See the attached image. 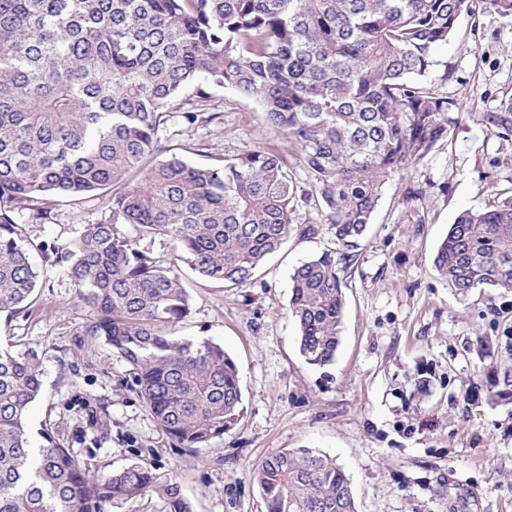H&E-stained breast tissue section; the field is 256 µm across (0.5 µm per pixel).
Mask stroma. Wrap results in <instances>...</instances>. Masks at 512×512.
I'll use <instances>...</instances> for the list:
<instances>
[{"label": "stroma", "mask_w": 512, "mask_h": 512, "mask_svg": "<svg viewBox=\"0 0 512 512\" xmlns=\"http://www.w3.org/2000/svg\"><path fill=\"white\" fill-rule=\"evenodd\" d=\"M427 81L453 104L447 142L382 194L365 237L349 250L341 344L317 368L299 353L288 314L300 261L337 242L290 235L256 279L226 288L174 259L167 238L141 239L158 265L175 268L192 298L172 336L223 345L235 361L243 410L235 427L199 453H181L132 389L127 364L83 333L88 310L61 269L40 270L34 303L0 320V345L35 350L42 391L28 413L81 459L109 469L138 462L180 484L194 512H265L251 470L266 456L308 448L351 481L357 512H512V293L459 295L434 269L458 214L512 197V134L486 115L512 99V19L471 0ZM219 119L184 129L173 118L162 145L197 165L261 147L293 158L257 102L212 93ZM107 194L60 199L51 221L30 224L32 243L63 240L111 219Z\"/></svg>", "instance_id": "1"}]
</instances>
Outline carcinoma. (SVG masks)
I'll return each instance as SVG.
<instances>
[{
  "mask_svg": "<svg viewBox=\"0 0 512 512\" xmlns=\"http://www.w3.org/2000/svg\"><path fill=\"white\" fill-rule=\"evenodd\" d=\"M470 0H0V314L30 307L38 271L17 214L44 223L57 199L110 189L112 218L38 244L91 312L85 334L130 367L137 394L175 448H208L242 411L224 348L169 336L191 298L175 270L136 239L168 238L201 277L252 282L292 232L302 195L263 148L201 166L168 153L170 115L210 123L212 89L257 100L291 138L318 197L319 224L358 246L383 190L448 139L458 117L425 78ZM512 132V100L486 117ZM127 224L136 237L121 230ZM335 250L291 274L288 311L306 362L330 365L346 294ZM433 265L461 295L512 291V200L462 212ZM34 351L0 349V512H108L156 496L193 512L179 485L134 463L105 470L48 432L31 446L41 394ZM266 512H356L350 480L309 449L275 452L251 471Z\"/></svg>",
  "mask_w": 512,
  "mask_h": 512,
  "instance_id": "cac0c4a2",
  "label": "carcinoma"
}]
</instances>
